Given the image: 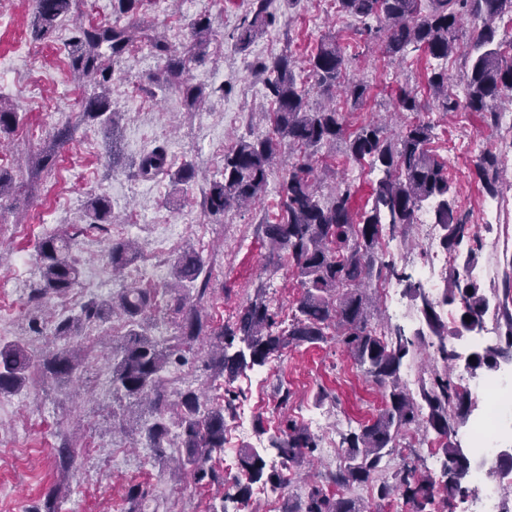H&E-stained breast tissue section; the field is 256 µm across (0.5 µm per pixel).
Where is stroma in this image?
<instances>
[{
  "label": "stroma",
  "mask_w": 512,
  "mask_h": 512,
  "mask_svg": "<svg viewBox=\"0 0 512 512\" xmlns=\"http://www.w3.org/2000/svg\"><path fill=\"white\" fill-rule=\"evenodd\" d=\"M35 0H0V100L18 113L12 133L0 139V169L10 172L16 190L0 200V344L30 343L37 350L51 343L50 336H31L28 328L26 266H39L37 246L54 231L84 226L89 199L98 194L111 198L117 223L128 225V238L140 246L138 265L155 266V288H164L179 250L194 249L206 267L223 282L207 309L213 327L234 321L238 312L264 288L277 304L282 318H290L300 288L288 268L287 258L270 248L264 226L277 210L276 188L287 167L280 158L268 177L262 198L251 207L233 209L213 217L201 206L206 183L218 177L224 155L241 139L261 136L272 124L273 106L262 78L250 63L291 51L298 80H305V60L323 36L336 37L346 49V80L366 85L359 104L339 99L348 130L385 118L393 109L398 85L415 88L420 104L418 119L430 122L433 137L429 150L445 162L455 190L456 208L470 224L480 223L488 197L474 175L479 155L501 153L512 142L504 127L487 124L482 113L460 111L449 118L438 112L428 86L430 59L424 50L410 52L404 62L390 59L380 41L360 35L358 21L338 15L335 8L321 9L319 0H274L278 22L259 36L248 52H240L233 34L248 9V0H146L140 15L157 26L174 47L188 39L189 24L209 15L216 35L208 47L206 64H189L187 77L208 95L198 108L188 109L178 88L153 83L160 63L133 45L113 66L112 108L119 114L117 127L81 118L77 98H87L84 86L70 71L66 42L71 20H63L53 38L37 42L29 20ZM225 94H217L218 86ZM69 127L67 139L56 140L61 127ZM169 146L172 167L195 164L201 174L190 187L178 190L164 177L141 180L132 164L155 142ZM464 142L467 151L449 155L451 142ZM49 153L55 159L51 171L33 174V157ZM323 193L341 181L354 183L355 208L367 203L377 178L368 163H357L344 149L323 152L315 163ZM501 176L509 187L497 223L486 226L475 251L477 284L486 295H502L504 280L512 277V164L502 165ZM182 227L178 250L163 247L166 227ZM116 233L88 232L78 236L71 251L80 277L65 296L52 298L59 313H78L83 303L102 299L132 285L130 274L113 275L104 253ZM430 247L416 226L408 225L404 238L393 241L386 259L416 274L426 262ZM401 314L392 317L382 298H375L370 324L374 329L396 324L413 334L420 322L416 306L406 293L407 283L394 280ZM122 323L110 319L84 329L76 341L86 352L79 384H64L43 377L15 394L0 395V512H33L42 507L46 493L61 473L56 450L63 440L76 443L79 453L68 483L70 493L60 512H126L129 486L149 485L152 497L145 512H238L234 498L236 481L245 474L239 463L225 464L216 456L213 464L224 473L223 486L197 484L192 474L171 481L154 457L145 456L149 443L144 435L129 437L123 430L129 417L140 416L148 426L150 414H139L128 400L112 396L108 350L102 337L124 334ZM209 347L195 345L190 362L167 375L170 397L191 388L202 392L205 406L224 403L225 387L239 397L225 421L235 419L236 409L249 410L248 431L237 448H259L267 472L277 473L279 487L270 499L252 497L260 512H285L289 503L304 496L309 485L328 495L354 498L366 512H393L401 498H380L370 485L343 487L331 480L339 459L317 451L312 463L288 470L276 461L270 439L279 435L277 404L283 389H290V418L317 436L319 441L339 439L348 426H360L384 406L381 393L366 382L361 370L335 341L287 348L261 370H245L231 385L212 380L206 363ZM328 394L317 404L319 391Z\"/></svg>",
  "instance_id": "35a3bbf8"
}]
</instances>
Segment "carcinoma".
<instances>
[{
	"label": "carcinoma",
	"mask_w": 512,
	"mask_h": 512,
	"mask_svg": "<svg viewBox=\"0 0 512 512\" xmlns=\"http://www.w3.org/2000/svg\"><path fill=\"white\" fill-rule=\"evenodd\" d=\"M143 0H113L117 11L129 17L119 22L73 25L68 57L80 79L94 82L101 92L94 93L82 105V115L104 124L115 123L112 101L108 95L112 70L104 66L101 48L107 47L112 60L121 58L128 48L140 41L148 46L160 63L157 83L177 86L182 90L188 108L204 98L201 87L189 83L186 77L185 55L174 50L158 34H152L138 18ZM272 0H250L249 9L237 27L238 49L246 51L253 41L272 26L276 17ZM337 10L361 22H378L374 38L381 41L386 54L406 58L411 51L425 50L433 59H446L455 50L457 33L463 17L481 21L469 36L466 59L465 98L449 89L448 71L440 68L431 72L428 84L437 108L445 115L461 110L490 112L489 103L503 95L512 99V63L504 58L506 39L498 38L499 22L512 19V0H336ZM73 0H35L32 32L37 40L50 37L61 19L72 13ZM188 52L202 64L207 60V45L213 33L212 20L199 16L190 23ZM346 56L333 36H324L307 57L309 77L313 86L326 92L340 83ZM263 76L266 95L275 103L274 135L256 140L242 139L234 149L224 154L220 177L210 181L203 192L202 207L211 215L221 216L230 209L257 202L267 185L270 169L281 154L283 144L304 150L291 160L288 173L279 182L278 204L274 222L264 225V234L271 247L288 257V267L298 278L302 293L295 301V313L288 322L280 319L279 310L270 306L262 292H257L239 312L236 321L212 329L203 314L202 303L215 292L211 273L202 258L193 251L180 255L173 263L168 284L167 303L181 315L178 327L179 347H163L143 329L144 321L155 305L154 296L137 287L126 288L116 297L91 299L76 315L61 314L53 320V336L66 345L35 353L27 344L14 342L0 345V394L20 391L29 380L32 369L38 367L44 375L54 378L72 377L79 365L78 349L67 341L80 335L83 328L102 322L109 314L125 319L126 332L112 345L111 377L116 392L145 401L156 416L145 434L156 456H166L171 428L178 429L176 439L181 455L176 468L189 467L195 481L210 486L224 485V475L209 465L213 455L224 450V408H206L193 389L181 393L174 405H169L163 377L170 366L186 362L184 349L207 338L210 347L209 367L214 379L229 383L247 368L265 365L286 346L325 342L336 337L350 358L386 398V407L373 420L341 438L346 449V463L332 475L333 481L346 487L365 484L382 470L383 458L395 448V440L403 427L425 425V430L448 436L453 422L463 420L470 411L471 401L448 376L435 370L432 378L419 386L413 396L402 384L400 371L404 362L426 344L436 346L444 366L457 358L448 344V326L436 307L459 303L461 331H473L483 323L489 310L488 297L467 274L474 264L473 250L465 248L470 228L454 206L455 191L447 171L427 149L433 127L418 120L404 126L394 138L384 136V126L373 123L349 133L345 120L335 106L311 110L306 91L297 81L294 61L282 54L252 64ZM400 112L414 113L419 103L414 91L404 86L397 95ZM17 118L12 106L0 100V135L9 134ZM346 141L348 154L356 161H368L382 172L372 188L370 207L354 211L353 186L345 183L327 198L319 194V186L310 156L336 141ZM170 171L166 144L157 143L139 158L135 175L152 179ZM475 173L486 192L496 197L502 193L498 157L483 153L475 165ZM436 201L433 223L444 230L441 245L449 253L465 254L462 265L449 267L447 286L442 299L425 292L421 285H409L414 301H420L419 312L426 329L406 335L400 326L388 327L377 333L369 327L370 298L367 288L373 277L383 272L397 278H408L394 264L378 263L376 245L387 233L394 239L405 234L413 223L415 211L429 201ZM90 226L103 228L112 223V203L109 197L98 195L87 206ZM71 238L55 233L41 240L38 246L42 263L39 286L31 289V330L43 334L44 307L52 296H64L76 285L79 270L69 258ZM137 249L132 242L109 246L105 259L117 271L135 262ZM195 285L196 299L180 293L182 283ZM470 321H465V318ZM497 318L504 321L505 345L472 353L474 370H491L496 358L512 352V310L502 305ZM244 348L230 352L234 341ZM283 463L300 467L313 457L318 448L314 435L292 421H287L281 435L272 441ZM445 462L441 477L448 498L466 491L468 457L462 449L448 443L443 448ZM240 464L247 480L257 482L265 476L266 463L254 450L240 454ZM437 481L422 473L415 465L403 464L382 479L378 493L382 498L400 496L410 502L415 512H425L432 501ZM150 488L134 485L127 491L128 512H143ZM287 512H361L351 498H334L313 485L304 500L288 505Z\"/></svg>",
	"instance_id": "1"
}]
</instances>
